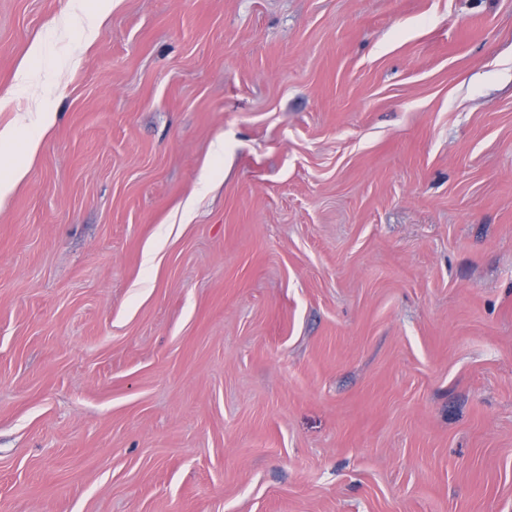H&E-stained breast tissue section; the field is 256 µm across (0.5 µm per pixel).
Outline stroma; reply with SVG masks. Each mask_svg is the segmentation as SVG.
I'll list each match as a JSON object with an SVG mask.
<instances>
[{"instance_id": "35a3bbf8", "label": "stroma", "mask_w": 512, "mask_h": 512, "mask_svg": "<svg viewBox=\"0 0 512 512\" xmlns=\"http://www.w3.org/2000/svg\"><path fill=\"white\" fill-rule=\"evenodd\" d=\"M94 2L0 0V512H512V0ZM97 6L89 11L83 20L84 39L93 41L106 19L112 13V0H98ZM17 86H27L30 92L31 109L18 112L14 119L0 128V147H12L21 127L31 123L38 127L40 134L24 141L20 150L10 155L6 172L0 176V204L7 199L26 178L34 157L39 152L44 134L54 126L57 112H49L43 107L44 101L52 90L51 83L38 75L29 65L18 68Z\"/></svg>"}]
</instances>
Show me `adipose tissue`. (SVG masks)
Instances as JSON below:
<instances>
[{
	"instance_id": "ef3b65f1",
	"label": "adipose tissue",
	"mask_w": 512,
	"mask_h": 512,
	"mask_svg": "<svg viewBox=\"0 0 512 512\" xmlns=\"http://www.w3.org/2000/svg\"><path fill=\"white\" fill-rule=\"evenodd\" d=\"M18 86L28 87L31 108L29 111L17 113L14 119L0 126V147L11 148L6 172L0 173V202L7 199L26 178L34 157L39 152L43 134L54 126L57 115L45 109L44 101L52 90L51 83L38 75L30 66H20L17 71ZM35 125L38 135L29 137L25 142H18L21 127Z\"/></svg>"
}]
</instances>
